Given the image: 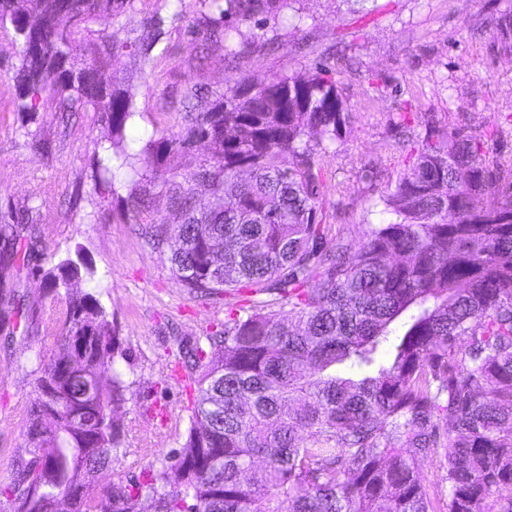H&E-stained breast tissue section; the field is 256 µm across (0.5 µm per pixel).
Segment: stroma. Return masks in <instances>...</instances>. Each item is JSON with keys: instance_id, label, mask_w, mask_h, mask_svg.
<instances>
[{"instance_id": "stroma-1", "label": "stroma", "mask_w": 512, "mask_h": 512, "mask_svg": "<svg viewBox=\"0 0 512 512\" xmlns=\"http://www.w3.org/2000/svg\"><path fill=\"white\" fill-rule=\"evenodd\" d=\"M184 10L177 15L172 0H134L125 12L93 25L120 46L104 82L136 91L128 143L140 147L157 131H183L188 87H201L196 105L204 112L239 77L260 81L282 71L307 75L326 66L352 115L350 133L323 158L325 221L341 228L384 221L379 193L363 173L395 176L408 154L405 140L423 135L432 117L450 116L480 134L500 115L512 113V53L494 41L499 18L512 13V0H293L285 17L264 30L241 25L250 47L238 57L227 55L220 43L201 47L189 28L202 7L198 0H185ZM147 18L159 20L161 35L145 58L130 44ZM13 40L11 27L0 28V212L27 214L16 246L24 248L30 238L38 245L25 262L6 269L5 287L46 315L51 301L43 296L40 270L79 253L96 272L79 287L99 292L117 322L131 384L128 401L117 412L130 452L115 462L113 472L98 474L102 486L112 473L135 475L149 463H160L175 447V432L188 423L192 397L165 380L168 347L176 335L191 340L223 329L225 305L220 297L188 293L166 255L147 243L145 223L169 215L158 188L124 167L114 172L115 194L104 195L92 158L109 128L97 113H79L62 136L55 101L44 100L32 114L17 111ZM407 109L413 120L403 132L392 120ZM39 139L48 140V149L33 148ZM133 189L151 195L139 224L124 216ZM50 346L23 317L14 335L0 333V487L14 478L13 463L34 402L32 371L39 353ZM160 405L172 411L167 421L152 417Z\"/></svg>"}]
</instances>
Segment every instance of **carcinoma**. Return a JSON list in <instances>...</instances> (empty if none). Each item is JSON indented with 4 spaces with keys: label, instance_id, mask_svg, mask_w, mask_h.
<instances>
[{
    "label": "carcinoma",
    "instance_id": "obj_1",
    "mask_svg": "<svg viewBox=\"0 0 512 512\" xmlns=\"http://www.w3.org/2000/svg\"><path fill=\"white\" fill-rule=\"evenodd\" d=\"M131 0H0L18 66L16 108L57 101L59 126L96 112L112 127L94 167L111 188L116 160L159 181L180 222L145 234L169 251L188 292L222 296L224 330L175 339L168 354L197 399L179 447L138 476L93 486L127 454L114 418L131 384L118 326L73 282L70 258L42 272L54 339L34 375V404L9 512H435L418 461L442 452L445 512H512V159L433 120L379 199L388 221L344 231L324 222L321 161L350 128L336 79L241 77L181 133L136 152L125 130L135 92L99 74L116 49L92 24ZM292 0H200L207 39L230 53L239 25L285 15ZM497 40L512 51V17ZM147 21L135 48L155 47ZM209 155L188 176L158 174L194 143ZM210 192L207 203L196 189ZM136 222L146 207L125 199Z\"/></svg>",
    "mask_w": 512,
    "mask_h": 512
}]
</instances>
